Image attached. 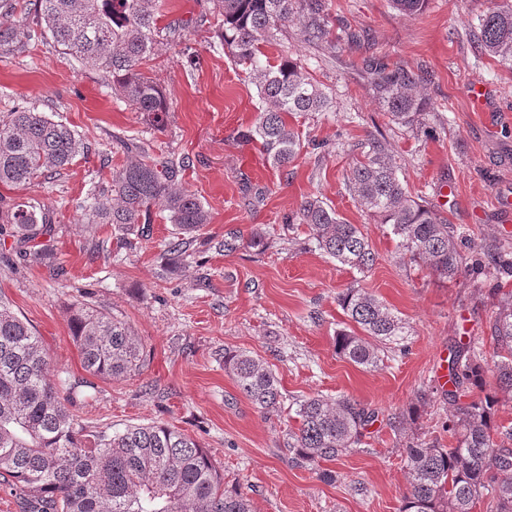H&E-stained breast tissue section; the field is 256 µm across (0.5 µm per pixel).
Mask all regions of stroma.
<instances>
[{"label":"stroma","instance_id":"obj_1","mask_svg":"<svg viewBox=\"0 0 512 512\" xmlns=\"http://www.w3.org/2000/svg\"><path fill=\"white\" fill-rule=\"evenodd\" d=\"M489 0H429L418 15L391 0H326L337 31L363 36L335 54L300 41L265 48L270 60L290 54L332 96L336 109L298 118L302 135L326 142L324 161L301 155L281 173L258 144L241 139L262 108L257 89L225 54L203 15L207 0H163L161 24L181 20L186 30L164 45L143 71L165 89L164 125L149 122L115 97L101 71L83 69L48 41L27 51L0 54V116L18 106L54 115L77 131L87 150L53 179L0 189V195L47 205L58 230L53 279L36 262H0V300L27 321L53 360L52 380L85 379L71 336L68 307L87 300L127 322L147 346L138 378L94 380L79 415L90 431L165 423L195 438L221 472L224 487L246 494L254 512H399L407 489L402 442L388 425L419 410L423 429L440 442L437 403L418 406L417 392L436 383L458 341L489 334L493 299L480 278L440 281L394 257L383 225L363 212L344 175L356 146L383 134L400 180L422 193L463 232L473 252L512 247V74L481 54L471 24ZM427 72L425 93L444 133L431 140L395 127L364 74L367 59ZM196 57L197 66L187 64ZM480 86L487 111H471L468 91ZM137 138L154 151L187 157L183 183L204 202L212 221L186 257L164 253L171 232L160 207L147 216L150 240L118 244L112 227L87 225L82 211L95 187L107 186L125 155L117 137ZM319 196L367 234L378 260L371 271L337 265L311 241L305 225L289 224L301 200ZM259 230L270 246L225 253L230 235ZM107 256L93 257L96 242ZM365 288L404 322L403 347L384 350L378 367H355L336 352L344 315L339 294ZM246 350L275 371L281 411L264 415L224 370L225 348ZM322 394L345 396L375 409L379 418L363 441L332 469L291 463L287 449L289 405Z\"/></svg>","mask_w":512,"mask_h":512}]
</instances>
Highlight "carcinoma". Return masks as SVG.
I'll use <instances>...</instances> for the list:
<instances>
[{
	"mask_svg": "<svg viewBox=\"0 0 512 512\" xmlns=\"http://www.w3.org/2000/svg\"><path fill=\"white\" fill-rule=\"evenodd\" d=\"M162 0H26L18 24L0 23V54L23 53L31 42L49 39L84 68L98 69L112 81V92L151 122L165 123L169 102L140 65L177 32L158 27ZM214 37L249 70L262 109L242 133L260 144L266 160L286 171L306 145L290 119L329 112L333 98L290 55L264 61L262 47L298 26L303 41L329 43L331 20L325 0H209ZM473 37L479 51L512 72V0H493L476 16ZM378 102L392 123L429 138V101L424 73L380 56L366 62ZM125 163L112 171L110 188L93 197L89 224H110L123 235L150 237L141 221L159 204L172 224L167 252L181 257L189 238L210 223L209 210L182 186L186 162L155 154L135 138H117ZM84 145L67 125L47 113L18 107L0 121V184H27L69 165ZM354 200L387 228L400 260L447 281L483 276L489 292L501 296L489 321L493 350L478 342L454 346L448 389L426 385L418 400L441 393V426L449 446L416 434V420L393 421L406 436L403 445L408 490L400 512H512V424L494 421L500 397L512 396V291L501 281L512 277V252L498 248L468 255L463 234L422 197H414L397 173L386 142L361 143L348 177ZM308 227L316 247L359 274L369 272L376 254L357 224L341 217L323 199L305 198L294 220ZM56 225L50 210L0 197V241L13 238L10 251L28 256L60 277L56 264ZM352 323L336 332V352L358 367L373 368L384 345L406 335L404 323L383 300L363 288L338 297ZM73 341L83 369L93 377L118 380L143 371L146 347L131 327L88 302L70 304ZM224 370L263 414L281 405L278 377L262 358L224 349ZM50 357L40 337L12 307L0 300V477L22 495L23 512H252L239 491L224 489V474L191 436L164 424L127 426L85 433L75 412L86 381L50 379ZM489 386L496 395L463 401L471 387ZM288 452L299 466L335 462L361 442L375 411L348 397L317 395L294 410Z\"/></svg>",
	"mask_w": 512,
	"mask_h": 512,
	"instance_id": "obj_1",
	"label": "carcinoma"
}]
</instances>
